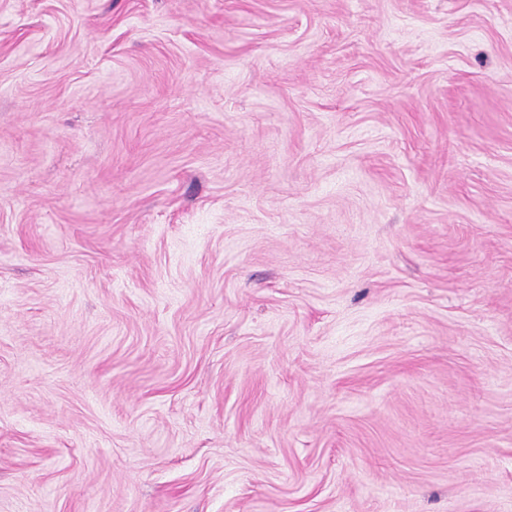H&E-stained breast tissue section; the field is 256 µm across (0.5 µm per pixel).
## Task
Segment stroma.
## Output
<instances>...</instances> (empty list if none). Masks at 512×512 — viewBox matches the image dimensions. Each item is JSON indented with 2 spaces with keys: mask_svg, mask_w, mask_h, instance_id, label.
Segmentation results:
<instances>
[{
  "mask_svg": "<svg viewBox=\"0 0 512 512\" xmlns=\"http://www.w3.org/2000/svg\"><path fill=\"white\" fill-rule=\"evenodd\" d=\"M0 512H512V0H0Z\"/></svg>",
  "mask_w": 512,
  "mask_h": 512,
  "instance_id": "35a3bbf8",
  "label": "stroma"
}]
</instances>
